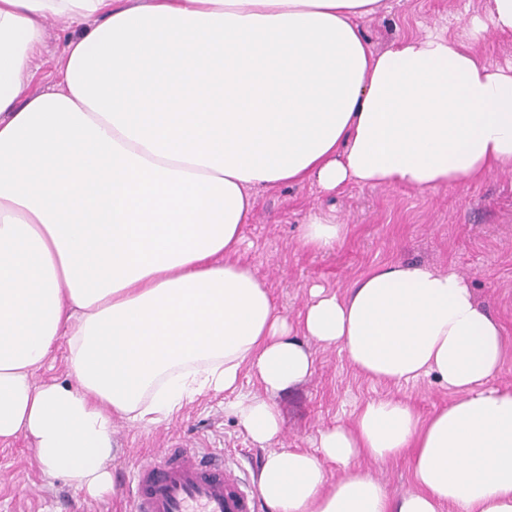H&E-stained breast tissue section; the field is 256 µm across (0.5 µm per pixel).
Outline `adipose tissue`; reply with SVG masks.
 <instances>
[{
    "label": "adipose tissue",
    "mask_w": 512,
    "mask_h": 512,
    "mask_svg": "<svg viewBox=\"0 0 512 512\" xmlns=\"http://www.w3.org/2000/svg\"><path fill=\"white\" fill-rule=\"evenodd\" d=\"M379 7L0 0V442L30 439L44 475L96 496L116 419L147 428L222 394L268 451L265 512H512V390L490 384L512 341L462 273L386 261L344 293L311 288L292 323L235 259L265 188L432 192L512 172V66L474 51L512 36V0L381 52L360 25ZM50 17L97 24L67 43L58 89L29 94ZM346 232L316 208L299 243L326 252ZM313 342L451 400L424 417L373 399L315 451L278 447L275 397L311 376ZM61 343L69 382H36ZM400 457L417 488L394 500L358 462Z\"/></svg>",
    "instance_id": "adipose-tissue-1"
}]
</instances>
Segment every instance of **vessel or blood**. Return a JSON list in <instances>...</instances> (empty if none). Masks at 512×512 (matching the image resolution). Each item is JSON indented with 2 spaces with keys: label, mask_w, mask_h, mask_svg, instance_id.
Wrapping results in <instances>:
<instances>
[{
  "label": "vessel or blood",
  "mask_w": 512,
  "mask_h": 512,
  "mask_svg": "<svg viewBox=\"0 0 512 512\" xmlns=\"http://www.w3.org/2000/svg\"><path fill=\"white\" fill-rule=\"evenodd\" d=\"M130 512H254L256 496L222 458L161 448L133 475Z\"/></svg>",
  "instance_id": "1"
}]
</instances>
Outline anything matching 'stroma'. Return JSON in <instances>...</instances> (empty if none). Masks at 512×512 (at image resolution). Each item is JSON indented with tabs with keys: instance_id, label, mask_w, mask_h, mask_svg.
Returning <instances> with one entry per match:
<instances>
[{
	"instance_id": "obj_1",
	"label": "stroma",
	"mask_w": 512,
	"mask_h": 512,
	"mask_svg": "<svg viewBox=\"0 0 512 512\" xmlns=\"http://www.w3.org/2000/svg\"><path fill=\"white\" fill-rule=\"evenodd\" d=\"M484 5L485 0H382L363 29L373 49L382 50L426 27L455 30L460 15L482 12ZM78 32L68 21L47 19L42 49L32 61L37 89L58 82L63 46ZM315 206L334 211L349 227L333 252L313 253L299 245L300 223ZM244 234L240 261L264 278L289 319L297 318L311 285L341 293L371 266L398 259L457 269L512 338V172L426 193L352 185L329 194L313 184L278 185L258 194ZM311 351L312 375L277 398L284 416L280 446L312 449L319 430L350 422L356 408L372 399L405 398L425 415L449 401L434 378L379 384L358 374L339 347L315 344ZM113 441L108 464L113 489L97 498L64 478L43 475L25 438L0 443V512H126L134 470L159 448L224 452L250 481L267 454L225 411L220 395L190 403L172 420L148 429L116 420Z\"/></svg>"
}]
</instances>
